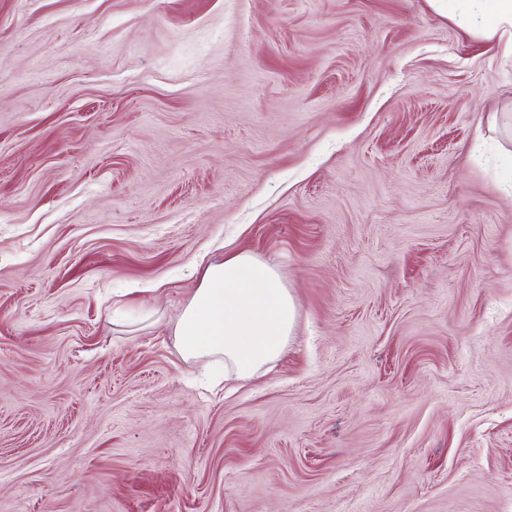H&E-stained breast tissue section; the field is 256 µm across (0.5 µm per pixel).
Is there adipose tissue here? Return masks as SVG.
<instances>
[{"instance_id": "ef3b65f1", "label": "adipose tissue", "mask_w": 512, "mask_h": 512, "mask_svg": "<svg viewBox=\"0 0 512 512\" xmlns=\"http://www.w3.org/2000/svg\"><path fill=\"white\" fill-rule=\"evenodd\" d=\"M443 2L449 18L475 35H512V0ZM295 319L276 269L240 252L204 270L173 334L183 357L223 356L225 377L245 379L280 355Z\"/></svg>"}]
</instances>
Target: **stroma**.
I'll return each instance as SVG.
<instances>
[{
  "label": "stroma",
  "mask_w": 512,
  "mask_h": 512,
  "mask_svg": "<svg viewBox=\"0 0 512 512\" xmlns=\"http://www.w3.org/2000/svg\"><path fill=\"white\" fill-rule=\"evenodd\" d=\"M248 252L287 347L172 324ZM0 512H512V54L437 0H0ZM296 304L276 269L240 252L209 265L173 327L185 358L224 357V380L245 379L288 342Z\"/></svg>",
  "instance_id": "stroma-1"
}]
</instances>
